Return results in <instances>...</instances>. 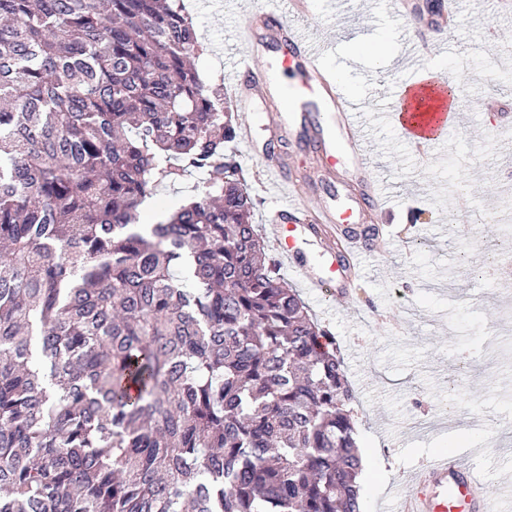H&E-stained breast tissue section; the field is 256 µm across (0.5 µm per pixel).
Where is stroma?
Here are the masks:
<instances>
[{
	"label": "stroma",
	"instance_id": "1",
	"mask_svg": "<svg viewBox=\"0 0 512 512\" xmlns=\"http://www.w3.org/2000/svg\"><path fill=\"white\" fill-rule=\"evenodd\" d=\"M185 2L207 46L197 67L209 81L228 80L246 56L237 14L219 0L209 8ZM450 4L457 27L442 35L429 15L411 23L387 16L383 0H311L312 16L326 22L319 35L331 45L327 59L349 94L365 98L375 85L412 79L415 65L403 43L410 34L427 43L430 77L462 95L458 129L427 165L385 114L365 129L374 167L353 181H321L314 137L273 145L309 207L333 194L360 200L375 183L385 196L386 212L366 216L379 234L363 242L362 276L348 295L325 297L287 278L335 337L356 393L358 444L373 465L363 512H380L390 488L405 490L411 474L453 456L460 441L472 449L490 493L512 480V432L496 424L512 414V276L494 273L499 226L487 220L493 211L512 213V194L501 190L512 179V137L501 132L512 127V83L504 81L512 74V12H501L497 0H437L441 8ZM383 32L388 58L375 62L358 51L359 42L374 43ZM490 101L498 104L492 123ZM275 113L269 104L240 111V123L252 125L256 137L233 146L272 257L266 212L274 200L262 158ZM460 193L485 218L470 239L448 232Z\"/></svg>",
	"mask_w": 512,
	"mask_h": 512
}]
</instances>
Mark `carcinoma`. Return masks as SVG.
<instances>
[{
    "label": "carcinoma",
    "instance_id": "cac0c4a2",
    "mask_svg": "<svg viewBox=\"0 0 512 512\" xmlns=\"http://www.w3.org/2000/svg\"><path fill=\"white\" fill-rule=\"evenodd\" d=\"M201 52L184 0H0V512H361L345 363ZM199 181H201L199 173L187 174L175 183H167L162 186L152 201L166 215L191 193L192 187Z\"/></svg>",
    "mask_w": 512,
    "mask_h": 512
}]
</instances>
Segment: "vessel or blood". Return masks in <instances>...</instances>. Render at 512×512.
I'll return each mask as SVG.
<instances>
[{"mask_svg": "<svg viewBox=\"0 0 512 512\" xmlns=\"http://www.w3.org/2000/svg\"><path fill=\"white\" fill-rule=\"evenodd\" d=\"M296 23H289L278 8L262 0L245 14L241 27L249 36L250 57L241 61L231 80L239 105H256L278 99L280 109L273 129L275 136L298 138L308 123L325 129L323 153L330 167L361 172L370 166L363 129L371 114L367 103L347 93L335 70L324 62L326 47L302 20L309 14L308 0H292ZM264 30L267 39L287 45L276 71L256 69L252 59L259 54L253 36ZM393 107L391 119L419 156L430 155L454 128L459 96L449 94L447 85L424 79L395 85L388 93ZM288 200L276 203L267 216L275 232L276 249L290 269L302 276L306 286L332 296L346 277L336 265L325 272H309L302 259L308 243L304 232L308 215L296 190L289 188ZM396 512H501L499 500L484 488L466 458H442L419 469L405 495L396 500Z\"/></svg>", "mask_w": 512, "mask_h": 512, "instance_id": "b4317fda", "label": "vessel or blood"}]
</instances>
